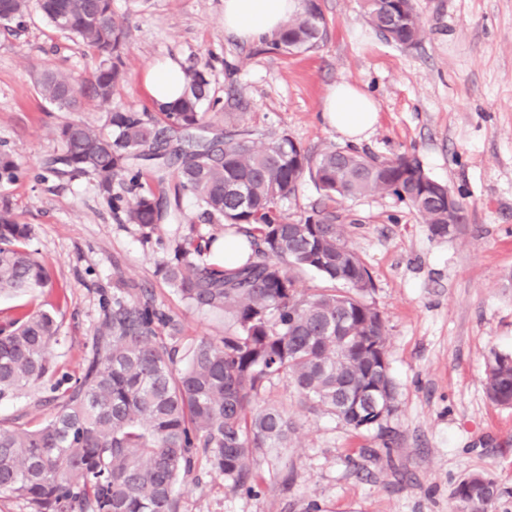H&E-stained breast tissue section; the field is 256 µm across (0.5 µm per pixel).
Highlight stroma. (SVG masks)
I'll list each match as a JSON object with an SVG mask.
<instances>
[{"instance_id":"obj_1","label":"stroma","mask_w":512,"mask_h":512,"mask_svg":"<svg viewBox=\"0 0 512 512\" xmlns=\"http://www.w3.org/2000/svg\"><path fill=\"white\" fill-rule=\"evenodd\" d=\"M318 3L323 41L289 53L226 34L224 0H112L128 33L127 75L109 102L76 112L43 102L31 70L84 77L95 64L91 50L37 14L16 30L0 26V143L31 173L0 192L32 227L30 247L52 280L0 297V324L50 305L60 336L54 363L72 377L85 366L103 297L121 284L151 290L179 321L183 342L224 335L223 317L186 305L158 272L176 241L215 227L198 221L188 198L181 221L147 239L116 219L92 179L36 182L60 148L58 127L100 128L116 110L154 112L142 75L168 58L204 71L217 102L205 114L213 127H244L258 142L285 133L317 154L348 144L323 118L324 96L338 83L356 85L379 112L360 149L416 157L466 213L454 235L438 236L389 196L336 207L372 275L368 300L383 317L397 410L386 435L357 431L273 380L262 399L287 409L295 430L286 448L257 454L259 493L231 491L222 476L205 473L179 484L182 512H457L455 488L475 472L498 485L489 512H512V407L492 404L485 390L489 358L512 353V0H414L423 37L411 47L373 29L361 0ZM323 204L304 176L279 210L296 223ZM49 396L42 382L0 403V422L38 425L51 412Z\"/></svg>"}]
</instances>
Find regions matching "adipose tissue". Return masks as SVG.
I'll return each mask as SVG.
<instances>
[{
    "label": "adipose tissue",
    "mask_w": 512,
    "mask_h": 512,
    "mask_svg": "<svg viewBox=\"0 0 512 512\" xmlns=\"http://www.w3.org/2000/svg\"><path fill=\"white\" fill-rule=\"evenodd\" d=\"M299 9L300 0H224V30L250 43L278 31ZM143 84L155 105H167L184 91L183 72L170 59L153 63L143 73ZM322 112L330 126L353 142L365 138L378 118L373 98L348 83L328 90Z\"/></svg>",
    "instance_id": "1"
}]
</instances>
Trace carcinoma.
Instances as JSON below:
<instances>
[{"label":"carcinoma","instance_id":"obj_1","mask_svg":"<svg viewBox=\"0 0 512 512\" xmlns=\"http://www.w3.org/2000/svg\"><path fill=\"white\" fill-rule=\"evenodd\" d=\"M368 23L398 45H415L423 28L413 0H364ZM40 13L58 32L81 41L95 57L78 79L44 68L35 85L56 108L73 112L87 100L107 102L125 76L127 32L112 17V0H0V24L23 25ZM320 7L302 11L267 40L277 50L318 46L325 30ZM175 102L147 112L113 111L109 131L82 122L58 130L61 150L37 178H91L112 211L147 237L191 196L207 224L244 235L251 255L226 268L205 259L212 236L176 243L160 272L189 306L231 323L220 338L188 345L179 324L145 288L103 300V318L82 374L61 376L50 417L31 428L0 423V493L30 512H181L178 483L203 461L232 491L256 492L253 457L285 448L294 430L288 411L260 404L268 383L293 384L310 408L355 430L384 432L396 411L384 325L367 300L372 278L348 245L328 205L287 224L278 210L307 174L328 201L389 195L430 230L453 233L437 186L417 159L382 160L352 146L315 156L282 134L258 143L250 131L211 130L203 102L204 72L187 70ZM28 176L0 149V186ZM32 228L18 222L10 196L0 194V294L44 288L47 269L29 247ZM318 274L326 287L305 293L298 274ZM59 327L47 310L26 312L0 326V401L56 374ZM489 400L512 406V355L496 354L486 378ZM495 482L475 473L457 486L461 512H489Z\"/></svg>","mask_w":512,"mask_h":512}]
</instances>
